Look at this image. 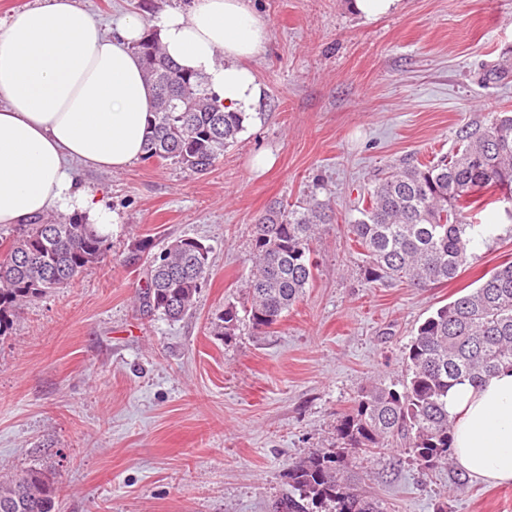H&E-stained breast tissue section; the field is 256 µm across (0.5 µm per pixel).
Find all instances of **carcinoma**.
<instances>
[{
    "instance_id": "1",
    "label": "carcinoma",
    "mask_w": 512,
    "mask_h": 512,
    "mask_svg": "<svg viewBox=\"0 0 512 512\" xmlns=\"http://www.w3.org/2000/svg\"><path fill=\"white\" fill-rule=\"evenodd\" d=\"M144 76L155 92L143 160L207 173L243 130L244 112H226L201 78L164 55L152 29L137 46ZM463 146L429 165L394 168L367 192L349 240L375 280L427 288L452 280L475 258V219L493 203L512 202V113L462 136ZM329 204L315 195L290 209L274 205L255 219L251 266L241 300L218 316L224 335L247 323L273 328L313 283L315 229L330 221ZM107 238L87 219L41 218L24 225L0 257V338L11 333L27 303L104 261ZM149 240L143 306L168 320L187 315L210 269L211 246L194 237L172 239L160 253ZM407 377L398 390L368 385L336 423V445L291 463V492L273 512H384L362 487L360 456L396 445L420 468L449 463L453 421L448 390L512 369V261L494 268L468 293L437 308L416 329L405 353ZM0 512H60L53 477L30 470L0 477Z\"/></svg>"
}]
</instances>
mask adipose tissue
Returning <instances> with one entry per match:
<instances>
[{
    "instance_id": "adipose-tissue-1",
    "label": "adipose tissue",
    "mask_w": 512,
    "mask_h": 512,
    "mask_svg": "<svg viewBox=\"0 0 512 512\" xmlns=\"http://www.w3.org/2000/svg\"><path fill=\"white\" fill-rule=\"evenodd\" d=\"M144 26L131 15L105 33L78 0H39L10 14L0 30V227L79 211L110 232V213L78 170L121 172L141 157L153 105L134 49ZM152 26L165 53L228 110L248 112L261 100L249 62L266 50L269 30L251 0H195ZM448 415L457 466L512 484V371L454 385Z\"/></svg>"
}]
</instances>
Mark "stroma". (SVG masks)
<instances>
[{"instance_id":"obj_1","label":"stroma","mask_w":512,"mask_h":512,"mask_svg":"<svg viewBox=\"0 0 512 512\" xmlns=\"http://www.w3.org/2000/svg\"><path fill=\"white\" fill-rule=\"evenodd\" d=\"M105 31L131 12L152 22L192 0H79ZM353 0H253L270 41L251 66L257 112L213 170L136 161L84 182L112 213L110 249L70 286L21 310L0 339V475L47 472L62 512H271L289 464L331 446L365 385L400 387L407 345L436 308L512 261V220L445 284L373 281L347 239L363 195L389 168L453 154L463 131L512 110V0H400L365 18ZM275 158L254 166L259 153ZM332 223L313 245L315 279L274 328L236 335L211 322L249 271V226L309 194ZM213 248L196 307L147 312L151 238ZM387 512H512V484L457 465L425 471L393 448L359 464Z\"/></svg>"}]
</instances>
